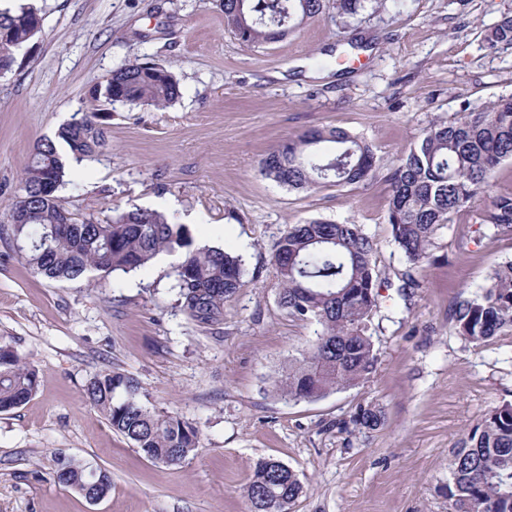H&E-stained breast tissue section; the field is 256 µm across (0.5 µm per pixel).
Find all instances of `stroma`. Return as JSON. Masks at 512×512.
<instances>
[{"label":"stroma","mask_w":512,"mask_h":512,"mask_svg":"<svg viewBox=\"0 0 512 512\" xmlns=\"http://www.w3.org/2000/svg\"><path fill=\"white\" fill-rule=\"evenodd\" d=\"M25 2L43 28L0 77V224L37 142L97 112L105 144L69 161L59 190L75 218L164 211L196 244L242 254L245 275L214 336L175 307L176 256L58 283L32 273L1 236L0 346L27 357L38 389L0 413V512H249L244 488L263 458L303 485L289 512H448L452 449L512 403V330L468 343L453 310L512 261V233L481 238L479 198L437 231L431 260L411 266L387 222L388 178L430 121L512 95V45L488 40L512 0H386L345 24L308 19L255 48L225 28L216 0ZM145 57L178 78L174 105L92 99L112 70ZM311 127L370 143L373 178L305 192L261 174L264 154ZM309 218L361 225L374 242L377 363L358 387L295 402L272 383L317 325L280 307L270 252ZM106 369L132 374L150 406L194 423L198 449L165 467L113 431L84 395ZM370 405L382 425L355 427ZM61 453L109 471L108 495L91 504L59 484Z\"/></svg>","instance_id":"1"}]
</instances>
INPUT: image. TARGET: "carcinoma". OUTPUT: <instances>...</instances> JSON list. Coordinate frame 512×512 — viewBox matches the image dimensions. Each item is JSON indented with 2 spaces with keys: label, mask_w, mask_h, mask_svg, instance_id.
I'll return each instance as SVG.
<instances>
[{
  "label": "carcinoma",
  "mask_w": 512,
  "mask_h": 512,
  "mask_svg": "<svg viewBox=\"0 0 512 512\" xmlns=\"http://www.w3.org/2000/svg\"><path fill=\"white\" fill-rule=\"evenodd\" d=\"M384 0H222L224 25L252 47L279 42L303 22L336 10L354 15L365 2ZM42 32V17L31 6L0 10V69L12 68L17 52ZM512 45V17L500 21L491 44ZM105 98L162 109L181 97L172 71L151 60L112 71ZM98 113L84 115L40 140L21 179L7 231L13 243L29 247L19 255L33 273L52 281H75L92 272L124 274L150 267L161 254L178 258L174 267L176 302L193 325L210 334L224 325V303L242 287V255L215 246H197L184 224L162 212L135 207L115 209L104 224L79 222L57 195L67 169L60 146L75 160L102 145ZM512 160V97L468 110L455 121L438 118L424 128L390 175L388 224L406 261L431 257L438 229L476 198L489 195L491 175ZM372 146L339 128H310L263 156L260 172L291 189L356 185L375 169ZM52 180L44 188L40 176ZM483 237L512 232V195H490L481 215ZM271 262L280 285L279 304L288 315L319 326L315 337L274 381L280 395L313 401L359 385L373 371L376 356L370 333L379 307V271L374 244L358 224L314 218L293 224L274 243ZM457 335L474 344L512 328V262L497 266L482 292L453 313ZM38 387L36 370L18 352L0 347V412L27 403ZM85 396L146 458L174 466L199 448V429L179 414L150 408L131 376L107 370L95 374ZM377 407L360 410L354 423L374 430L381 425ZM59 483L78 493L87 490V465L61 457ZM296 473L274 458L257 461L245 488L250 512H288L302 493ZM446 496L450 512H512V403L492 411L453 451Z\"/></svg>",
  "instance_id": "cac0c4a2"
}]
</instances>
